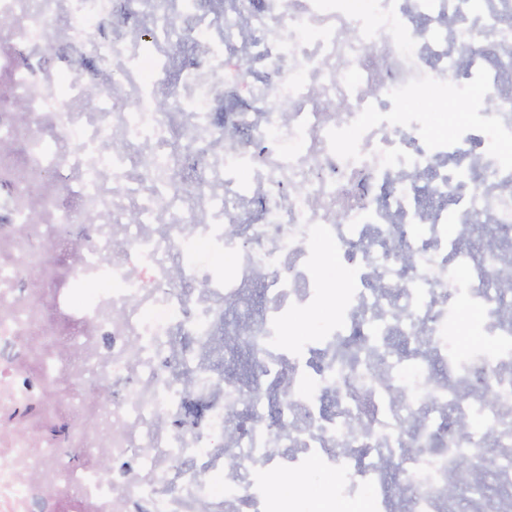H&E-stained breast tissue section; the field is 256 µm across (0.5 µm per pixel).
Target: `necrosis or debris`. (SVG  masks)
Wrapping results in <instances>:
<instances>
[{
	"mask_svg": "<svg viewBox=\"0 0 512 512\" xmlns=\"http://www.w3.org/2000/svg\"><path fill=\"white\" fill-rule=\"evenodd\" d=\"M311 459L512 512V0H0V512Z\"/></svg>",
	"mask_w": 512,
	"mask_h": 512,
	"instance_id": "4bbe7bcc",
	"label": "necrosis or debris"
}]
</instances>
